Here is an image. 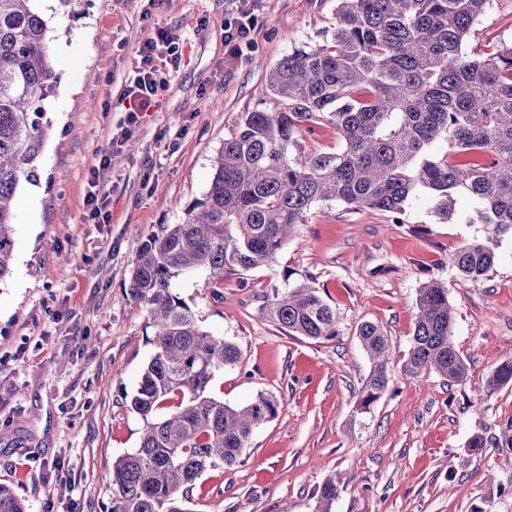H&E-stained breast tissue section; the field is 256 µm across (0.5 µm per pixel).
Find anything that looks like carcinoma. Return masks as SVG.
<instances>
[{
  "mask_svg": "<svg viewBox=\"0 0 512 512\" xmlns=\"http://www.w3.org/2000/svg\"><path fill=\"white\" fill-rule=\"evenodd\" d=\"M490 2L339 0L330 41L295 49L269 70L273 107L243 113L214 158L205 196L137 252L128 292L149 314L153 350L130 398L144 422L140 446L112 462V512H192L202 475L240 463L256 429L278 413L270 395L231 406L212 392L240 351L201 327L173 291L179 274L204 271L219 288L230 268L268 266L321 204L399 215L427 192L446 218L453 196L465 192L474 200L468 222L484 225L487 236L459 248L452 262L471 282L487 276L495 242L512 237V41L484 57L467 50ZM53 83L49 27L35 2L0 0V282L11 274L15 194L40 180L49 135L43 102ZM319 124L336 131L335 150H304L302 132ZM439 140L448 151L435 155ZM461 155L492 162L462 163ZM416 305L402 372L465 382L448 289L427 284ZM265 313L296 336L339 335L336 311L305 283L268 299ZM358 336L372 364L359 397L366 410L388 390L390 352L379 325L362 324ZM509 384L512 361H504L486 390ZM315 496L317 512H331L336 481L326 479ZM0 512H26L2 485Z\"/></svg>",
  "mask_w": 512,
  "mask_h": 512,
  "instance_id": "cac0c4a2",
  "label": "carcinoma"
}]
</instances>
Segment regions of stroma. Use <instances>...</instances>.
<instances>
[{"label": "stroma", "instance_id": "35a3bbf8", "mask_svg": "<svg viewBox=\"0 0 512 512\" xmlns=\"http://www.w3.org/2000/svg\"><path fill=\"white\" fill-rule=\"evenodd\" d=\"M337 6L259 0L254 44L235 58L224 42L229 0H39L55 74L51 130L39 184L17 192L12 273L0 283V485L27 512H109L112 462L140 445L128 396L152 352L148 315L126 293L136 252L203 197L225 138L266 100L267 70L329 39ZM157 26L180 35L181 64L106 171L112 220L99 224L85 205L90 173L124 126L119 98ZM503 40L512 0H491L468 50L481 56ZM473 207L458 193L444 219L423 192L396 221L322 205L271 265L225 272L220 291L201 272L174 279L202 326L240 351L214 392L229 405L260 393L280 403L241 464L198 480L193 512H315L330 477L331 512H512V385L485 389L512 360V238L497 242L485 279L465 280L451 255L485 235L462 220ZM431 282L448 289L467 367L460 385L401 371ZM300 283L335 309L336 339L293 336L264 317L267 297ZM365 322L380 325L391 352L389 389L366 411ZM476 435L486 441L477 454L467 447Z\"/></svg>", "mask_w": 512, "mask_h": 512}]
</instances>
